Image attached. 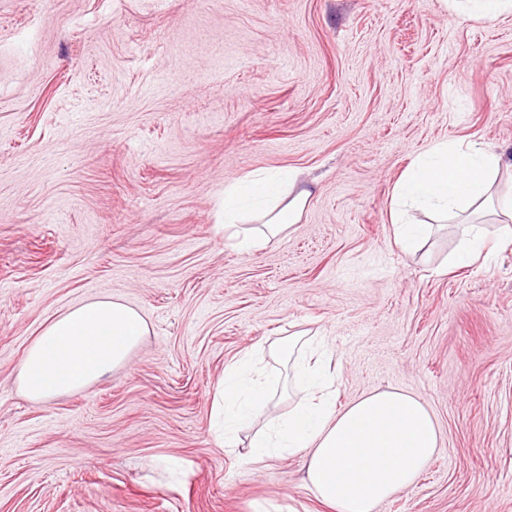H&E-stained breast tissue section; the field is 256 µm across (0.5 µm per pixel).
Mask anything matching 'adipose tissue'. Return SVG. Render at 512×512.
I'll use <instances>...</instances> for the list:
<instances>
[{"label": "adipose tissue", "instance_id": "ef3b65f1", "mask_svg": "<svg viewBox=\"0 0 512 512\" xmlns=\"http://www.w3.org/2000/svg\"><path fill=\"white\" fill-rule=\"evenodd\" d=\"M503 165L482 144L441 142L414 162L392 190L390 221L402 249L417 251L430 234L427 224H409L408 209L434 211L451 222L461 213L495 207L512 222V195L493 193ZM255 173L224 187L223 230L239 252L267 246L297 223L310 192ZM148 334L140 313L117 300L90 301L52 320L28 347L17 380L31 400L46 402L84 389L122 366ZM315 362L295 364L296 376L312 390L287 419L251 444L253 462L298 451L306 454V481L334 512H375L379 503L411 485L434 455L436 424L426 409L404 394L383 390L336 409L332 401V354L324 342L311 347ZM255 357L247 352L225 373L220 398L224 426H245L265 414L270 396L260 380L247 377Z\"/></svg>", "mask_w": 512, "mask_h": 512}]
</instances>
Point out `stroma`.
<instances>
[{
  "mask_svg": "<svg viewBox=\"0 0 512 512\" xmlns=\"http://www.w3.org/2000/svg\"><path fill=\"white\" fill-rule=\"evenodd\" d=\"M512 158V11L445 0H0V512H329L302 453L249 461L213 406L245 351L327 342L336 405L396 390L436 453L376 512H512V244L448 259L393 241L394 183L436 143ZM289 170L312 195L251 254L225 183ZM102 296L146 320L128 361L36 403L17 366ZM261 368L276 414L304 395ZM457 17L466 20L472 17L487 22L496 20L505 12L512 11L511 0H458Z\"/></svg>",
  "mask_w": 512,
  "mask_h": 512,
  "instance_id": "35a3bbf8",
  "label": "stroma"
}]
</instances>
